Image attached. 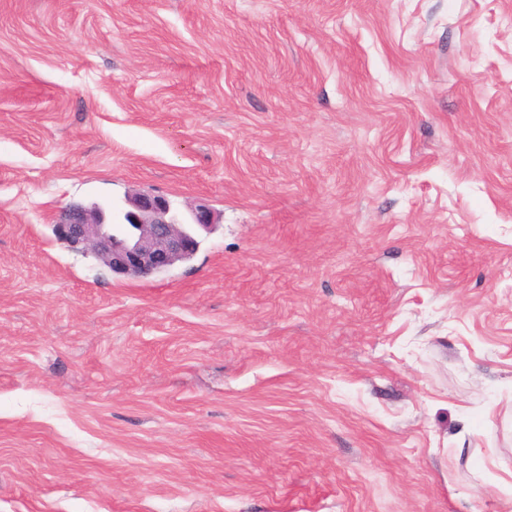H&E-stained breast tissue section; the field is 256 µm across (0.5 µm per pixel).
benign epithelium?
<instances>
[{
    "mask_svg": "<svg viewBox=\"0 0 512 512\" xmlns=\"http://www.w3.org/2000/svg\"><path fill=\"white\" fill-rule=\"evenodd\" d=\"M191 221L173 210L170 201L153 191L128 195L107 210L94 203H70L53 224L57 240L71 248L92 252L112 272L145 278L189 259L199 247L191 230L208 229L214 214L205 204L195 205Z\"/></svg>",
    "mask_w": 512,
    "mask_h": 512,
    "instance_id": "7a95c632",
    "label": "benign epithelium"
}]
</instances>
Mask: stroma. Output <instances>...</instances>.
Returning a JSON list of instances; mask_svg holds the SVG:
<instances>
[{"mask_svg":"<svg viewBox=\"0 0 512 512\" xmlns=\"http://www.w3.org/2000/svg\"><path fill=\"white\" fill-rule=\"evenodd\" d=\"M0 512H512V0H0ZM190 214L192 222H184L165 196L147 190L112 203L110 210L69 203L57 214L53 231L69 247L92 252L112 273L145 278L196 253L199 241L190 226L208 229L214 214L205 204Z\"/></svg>","mask_w":512,"mask_h":512,"instance_id":"obj_1","label":"stroma"}]
</instances>
